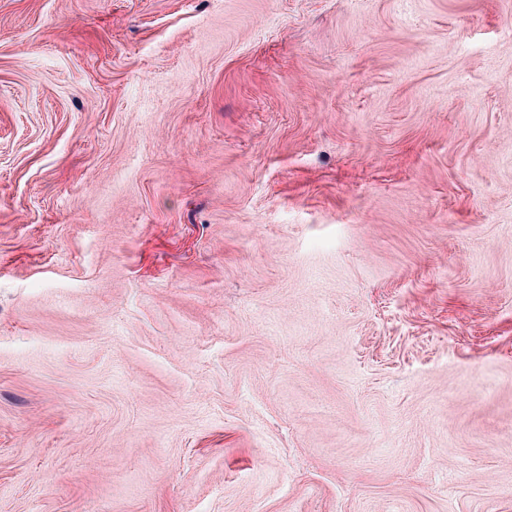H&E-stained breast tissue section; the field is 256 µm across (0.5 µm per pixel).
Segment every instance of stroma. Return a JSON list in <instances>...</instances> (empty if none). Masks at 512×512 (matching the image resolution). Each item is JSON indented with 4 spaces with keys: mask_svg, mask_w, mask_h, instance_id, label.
I'll use <instances>...</instances> for the list:
<instances>
[{
    "mask_svg": "<svg viewBox=\"0 0 512 512\" xmlns=\"http://www.w3.org/2000/svg\"><path fill=\"white\" fill-rule=\"evenodd\" d=\"M0 512H512V0H0Z\"/></svg>",
    "mask_w": 512,
    "mask_h": 512,
    "instance_id": "stroma-1",
    "label": "stroma"
}]
</instances>
